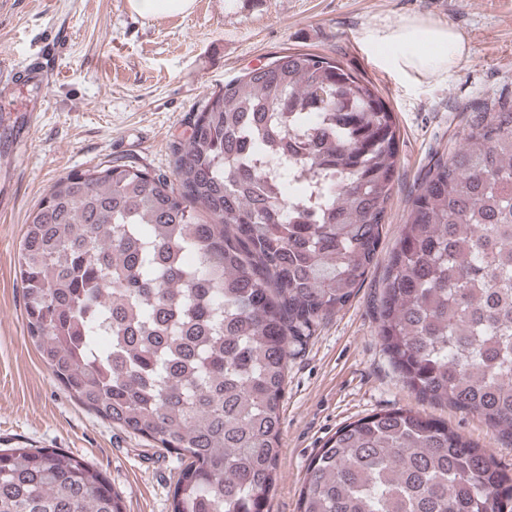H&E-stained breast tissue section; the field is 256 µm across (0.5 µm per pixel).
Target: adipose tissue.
<instances>
[{
  "mask_svg": "<svg viewBox=\"0 0 512 512\" xmlns=\"http://www.w3.org/2000/svg\"><path fill=\"white\" fill-rule=\"evenodd\" d=\"M367 45L387 68L420 77L448 73L468 55L462 36L452 26L415 17L371 30Z\"/></svg>",
  "mask_w": 512,
  "mask_h": 512,
  "instance_id": "adipose-tissue-1",
  "label": "adipose tissue"
}]
</instances>
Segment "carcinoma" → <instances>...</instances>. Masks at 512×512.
<instances>
[{"label":"carcinoma","mask_w":512,"mask_h":512,"mask_svg":"<svg viewBox=\"0 0 512 512\" xmlns=\"http://www.w3.org/2000/svg\"><path fill=\"white\" fill-rule=\"evenodd\" d=\"M330 117L314 123L310 113ZM292 132L263 187L243 143ZM400 130L367 78L289 51L206 99L174 180L145 166L59 177L19 247L28 340L87 409L181 460L172 512H264L292 345L343 309L373 264ZM404 383L512 439V99L469 113L408 205L376 303ZM102 336L112 347L100 348ZM301 512H512V473L445 422L392 410L339 427ZM0 512H123L84 460L0 450Z\"/></svg>","instance_id":"1"}]
</instances>
